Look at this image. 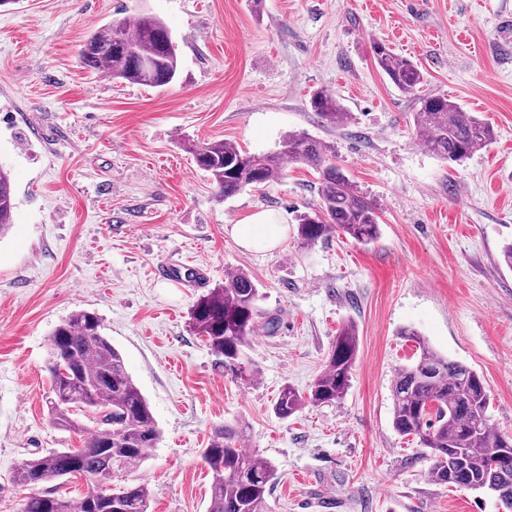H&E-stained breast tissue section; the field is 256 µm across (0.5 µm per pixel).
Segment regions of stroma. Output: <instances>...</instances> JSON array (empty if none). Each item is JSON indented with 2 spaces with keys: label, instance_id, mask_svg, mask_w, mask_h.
<instances>
[{
  "label": "stroma",
  "instance_id": "1",
  "mask_svg": "<svg viewBox=\"0 0 512 512\" xmlns=\"http://www.w3.org/2000/svg\"><path fill=\"white\" fill-rule=\"evenodd\" d=\"M150 12L179 42L177 82L154 89L90 74L80 44L109 20ZM381 41L416 62L420 93L444 95L494 129L455 163L427 151L414 96L377 68ZM350 112L322 123L313 93ZM300 132L334 146L336 162L377 206L368 246L340 233L297 245L296 216L315 207L317 174L287 163L277 181L222 200L186 150L226 139L266 153ZM0 163L15 181L11 231L0 238V512L31 492L15 469L82 445L51 425L45 398L50 334L78 310L96 312L147 398L161 438L142 474L152 512H208L202 460L215 427H248L247 449L275 464L274 512H500L496 502L438 484L429 451L392 427L391 380L416 330L488 384L491 426L512 435V0H9L0 6ZM280 215L285 239L241 249L232 224ZM235 271L257 284L273 327L243 347L252 379L225 370L189 327L197 288L157 278ZM359 331L351 386L333 404L282 420V386L307 392L336 333Z\"/></svg>",
  "mask_w": 512,
  "mask_h": 512
}]
</instances>
